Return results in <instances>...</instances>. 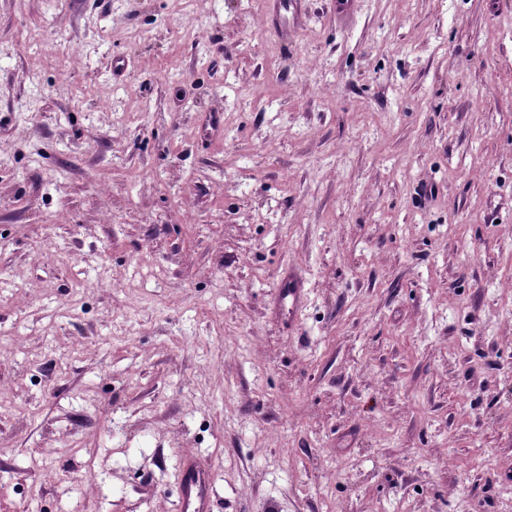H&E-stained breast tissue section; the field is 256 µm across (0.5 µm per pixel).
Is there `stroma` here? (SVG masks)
<instances>
[{
	"label": "stroma",
	"mask_w": 512,
	"mask_h": 512,
	"mask_svg": "<svg viewBox=\"0 0 512 512\" xmlns=\"http://www.w3.org/2000/svg\"><path fill=\"white\" fill-rule=\"evenodd\" d=\"M303 5L0 0V512H512V0ZM270 25L278 38L288 46L295 32L304 27L301 0H268L265 2ZM304 281L297 275L288 276L279 287V294L284 303H288V318H294L303 301ZM180 512H211L210 472L205 464L193 457H187L180 473Z\"/></svg>",
	"instance_id": "obj_1"
}]
</instances>
